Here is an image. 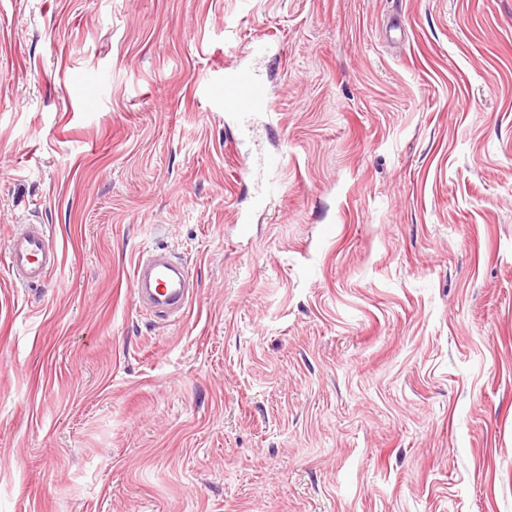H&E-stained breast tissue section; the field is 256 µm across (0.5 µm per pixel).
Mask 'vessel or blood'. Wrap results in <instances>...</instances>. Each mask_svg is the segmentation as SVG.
Returning <instances> with one entry per match:
<instances>
[{
  "instance_id": "obj_1",
  "label": "vessel or blood",
  "mask_w": 512,
  "mask_h": 512,
  "mask_svg": "<svg viewBox=\"0 0 512 512\" xmlns=\"http://www.w3.org/2000/svg\"><path fill=\"white\" fill-rule=\"evenodd\" d=\"M224 109L248 129L259 114L273 111L274 99L257 71L235 64L224 71ZM56 263L45 225L25 224L13 235L8 267L15 284H46ZM134 282L140 308L163 320L182 316L196 294L187 263L163 251L149 252L137 260Z\"/></svg>"
}]
</instances>
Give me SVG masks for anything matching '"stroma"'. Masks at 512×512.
I'll list each match as a JSON object with an SVG mask.
<instances>
[{"mask_svg":"<svg viewBox=\"0 0 512 512\" xmlns=\"http://www.w3.org/2000/svg\"><path fill=\"white\" fill-rule=\"evenodd\" d=\"M0 512H512V0H0ZM273 109L272 92L257 71L238 63L224 70V112H231L237 124L250 129L259 114ZM56 263L57 255L50 248L46 225L24 224L13 235L8 267L16 285H45ZM134 282L140 308L163 320L182 316L197 292L187 263L163 251L138 258Z\"/></svg>","mask_w":512,"mask_h":512,"instance_id":"1","label":"stroma"}]
</instances>
